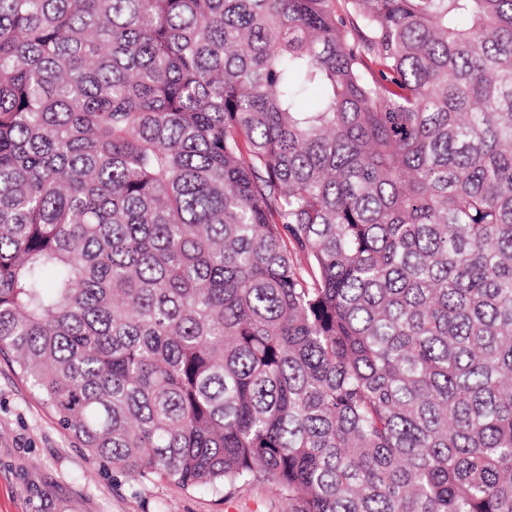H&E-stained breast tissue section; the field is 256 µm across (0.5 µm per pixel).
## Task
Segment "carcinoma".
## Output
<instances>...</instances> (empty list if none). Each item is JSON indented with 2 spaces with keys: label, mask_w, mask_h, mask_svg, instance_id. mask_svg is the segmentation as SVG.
Here are the masks:
<instances>
[{
  "label": "carcinoma",
  "mask_w": 512,
  "mask_h": 512,
  "mask_svg": "<svg viewBox=\"0 0 512 512\" xmlns=\"http://www.w3.org/2000/svg\"><path fill=\"white\" fill-rule=\"evenodd\" d=\"M0 354L134 478L512 512V0H0Z\"/></svg>",
  "instance_id": "carcinoma-1"
}]
</instances>
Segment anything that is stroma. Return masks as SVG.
I'll return each instance as SVG.
<instances>
[{
    "mask_svg": "<svg viewBox=\"0 0 512 512\" xmlns=\"http://www.w3.org/2000/svg\"><path fill=\"white\" fill-rule=\"evenodd\" d=\"M0 512H288V503L265 481L187 490L92 460L0 355Z\"/></svg>",
    "mask_w": 512,
    "mask_h": 512,
    "instance_id": "stroma-1",
    "label": "stroma"
}]
</instances>
